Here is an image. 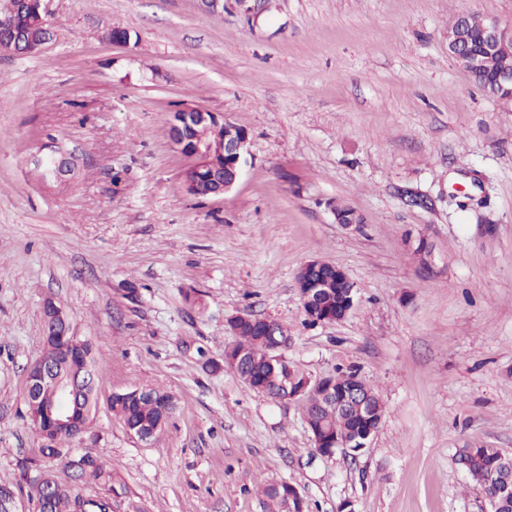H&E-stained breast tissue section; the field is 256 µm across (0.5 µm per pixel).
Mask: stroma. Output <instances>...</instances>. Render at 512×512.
Segmentation results:
<instances>
[{
    "instance_id": "stroma-1",
    "label": "stroma",
    "mask_w": 512,
    "mask_h": 512,
    "mask_svg": "<svg viewBox=\"0 0 512 512\" xmlns=\"http://www.w3.org/2000/svg\"><path fill=\"white\" fill-rule=\"evenodd\" d=\"M53 37L0 52V482L56 473L27 414L47 302L93 345L98 409L71 447L103 462L112 512H490L455 462L512 452V112L448 53L470 12L512 25V0H50ZM126 29L125 46L108 43ZM248 134L230 191L186 190L173 112ZM77 156L65 183L33 157ZM420 197L422 205L411 202ZM340 200L364 218L343 228ZM426 236L423 276L412 240ZM341 264L345 319L312 324L303 264ZM279 323L314 378L355 367L385 413L360 453L315 455L301 402L225 369L228 316ZM161 387L175 409L132 437L113 393Z\"/></svg>"
}]
</instances>
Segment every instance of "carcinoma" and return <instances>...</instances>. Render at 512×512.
Instances as JSON below:
<instances>
[{
    "mask_svg": "<svg viewBox=\"0 0 512 512\" xmlns=\"http://www.w3.org/2000/svg\"><path fill=\"white\" fill-rule=\"evenodd\" d=\"M459 24L463 25L464 31L473 35L479 31L482 18L476 14L467 17L457 14L449 21L451 26ZM38 33L34 11L24 0H0V50L12 48L21 53L26 48L27 36H36ZM505 62L512 65V59ZM505 62L492 58L482 72L471 74V78L486 94L506 104L509 93L502 90L495 81V70ZM342 271L341 266L329 262L306 271L311 284L326 287L319 317L328 322L343 319L352 307V300L356 299V285ZM269 341L270 336L265 331L264 323L240 322L234 336L233 351L244 353L246 360L229 364L227 368L234 371L246 387L253 391L260 388L270 392L278 391L280 383L285 380L290 388L301 384L305 377L303 371L286 359L277 362L267 355ZM360 390L368 396L373 406V416L351 411L329 417L322 411L320 396L309 395L302 399L307 426L323 427L343 448H359L365 436L378 429L384 415V403L378 392L365 382L360 384ZM170 400L172 396L167 391L149 388L137 399H112L111 409L126 427L143 428L156 425L163 416L173 411L168 406ZM41 454L62 461L64 477H51L53 495L50 512H112L108 498H87L78 491V485L94 483L107 485V492H112V475L103 470L96 458L85 453L80 456L83 463L78 465L76 461L80 457L74 455L72 449L52 445L41 449ZM457 464L481 489L490 504L491 512H512V495L502 494L498 486L500 472L509 464L505 451L485 445H468L459 449Z\"/></svg>",
    "mask_w": 512,
    "mask_h": 512,
    "instance_id": "cac0c4a2",
    "label": "carcinoma"
}]
</instances>
